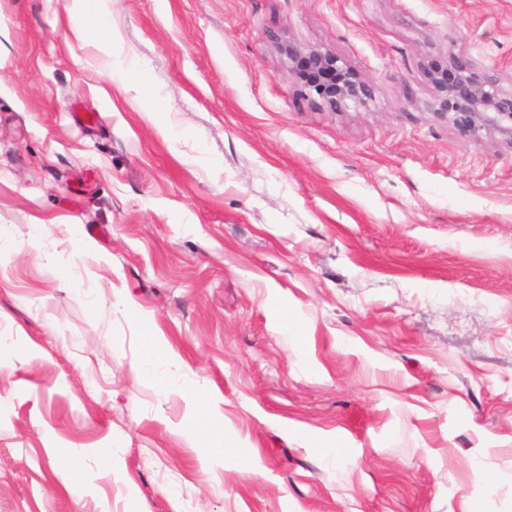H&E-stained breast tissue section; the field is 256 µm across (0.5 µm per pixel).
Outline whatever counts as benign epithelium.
I'll use <instances>...</instances> for the list:
<instances>
[{"label": "benign epithelium", "instance_id": "7a95c632", "mask_svg": "<svg viewBox=\"0 0 512 512\" xmlns=\"http://www.w3.org/2000/svg\"><path fill=\"white\" fill-rule=\"evenodd\" d=\"M277 47L288 59V78L316 94L320 106L337 112L349 101L372 96V86L339 64L332 52L282 38ZM431 78L436 116L448 119L470 141L497 135L512 145V89L500 87L496 68L451 55L446 65L432 70Z\"/></svg>", "mask_w": 512, "mask_h": 512}]
</instances>
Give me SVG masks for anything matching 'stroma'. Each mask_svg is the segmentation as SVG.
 Returning a JSON list of instances; mask_svg holds the SVG:
<instances>
[{"mask_svg": "<svg viewBox=\"0 0 512 512\" xmlns=\"http://www.w3.org/2000/svg\"><path fill=\"white\" fill-rule=\"evenodd\" d=\"M102 8L107 47L0 0V512H512V145L429 76L512 86V0ZM279 37L372 98L311 103ZM148 327L223 431L138 376ZM480 67L470 59L450 55L444 67L432 70L438 104L435 114L448 119L470 141L497 135L512 145V89L500 87L495 67Z\"/></svg>", "mask_w": 512, "mask_h": 512, "instance_id": "stroma-1", "label": "stroma"}]
</instances>
